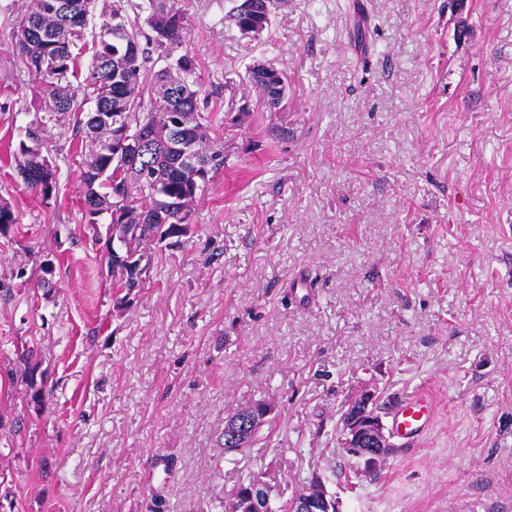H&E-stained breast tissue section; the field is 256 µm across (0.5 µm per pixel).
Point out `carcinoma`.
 <instances>
[{
    "mask_svg": "<svg viewBox=\"0 0 512 512\" xmlns=\"http://www.w3.org/2000/svg\"><path fill=\"white\" fill-rule=\"evenodd\" d=\"M249 0H239L225 20L250 37L252 21ZM100 9L101 36L92 44L88 65L75 51L85 38L88 15ZM147 28L126 15L120 0H32L14 33L15 48L28 71L39 82L54 112H83L76 119L83 138L92 144L86 155L80 185L83 215L87 223L112 211L113 198H127L125 214L111 222L112 242L106 263L112 269L115 288L131 290L130 265L145 258L151 247L165 237L189 234L192 204L199 188L195 175L207 176L224 166V148L217 143L215 129L203 115L208 97L202 96L196 61L189 51L176 56L184 41L185 20L174 0H147ZM168 60L155 71L153 57ZM248 82L269 106H277L282 88L258 79L256 67L246 70ZM151 94L149 112H142L145 94ZM183 119L185 147L192 156L186 164L168 148L175 133L170 117ZM132 139L127 152L138 156L123 165L112 161L115 129ZM152 137V145L136 149L139 134ZM29 142H19L17 170L26 186L49 200L57 188L56 166L39 147V134L27 132ZM261 493L264 512H297L292 497L273 509L271 486L251 478L240 484L236 497L223 506L237 512L249 492Z\"/></svg>",
    "mask_w": 512,
    "mask_h": 512,
    "instance_id": "cac0c4a2",
    "label": "carcinoma"
}]
</instances>
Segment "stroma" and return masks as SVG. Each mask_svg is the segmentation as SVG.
Listing matches in <instances>:
<instances>
[{
    "instance_id": "35a3bbf8",
    "label": "stroma",
    "mask_w": 512,
    "mask_h": 512,
    "mask_svg": "<svg viewBox=\"0 0 512 512\" xmlns=\"http://www.w3.org/2000/svg\"><path fill=\"white\" fill-rule=\"evenodd\" d=\"M233 4L182 2L224 165L126 299L107 220L82 216L75 119L13 48L28 0H0V512H221L253 476L286 499L321 477L339 512H512V0H287L257 39ZM255 62L285 74L278 108ZM32 125L48 201L12 158ZM363 391L436 417L350 484ZM260 401L270 423L224 452L229 411ZM256 65L254 64L252 67H248L246 70L247 80L248 82L259 92V94L263 97L264 101L269 105L276 107L277 102L280 98V92L284 89V95H286L287 91V81L283 85V87L273 88L269 86L267 83L258 79L256 73Z\"/></svg>"
}]
</instances>
